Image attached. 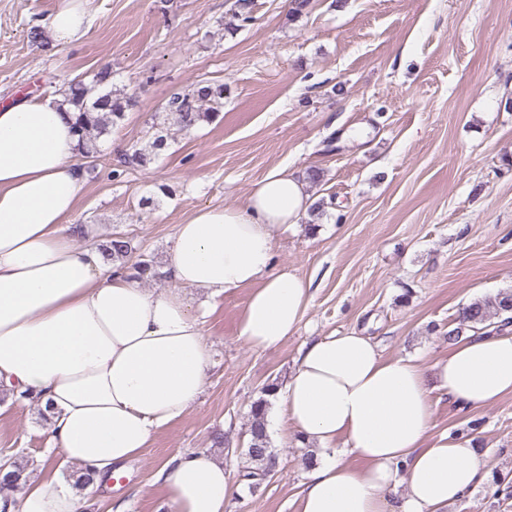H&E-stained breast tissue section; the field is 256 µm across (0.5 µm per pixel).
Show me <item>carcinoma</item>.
<instances>
[{
    "label": "carcinoma",
    "mask_w": 512,
    "mask_h": 512,
    "mask_svg": "<svg viewBox=\"0 0 512 512\" xmlns=\"http://www.w3.org/2000/svg\"><path fill=\"white\" fill-rule=\"evenodd\" d=\"M251 0H237L233 18L244 26L253 20ZM226 87L221 80L203 78L188 89L170 97L162 112L147 131L148 141L144 146L133 145L125 151L121 166L144 167L153 157L168 147V136L164 131L174 127L188 132L205 124L215 122L224 108ZM59 92L69 111L74 113V130L79 141L80 159L92 167L100 154V139L109 135L119 125L126 112L135 106V100L127 94L112 89V70L108 67L96 71L88 82L73 79L63 84ZM104 252L113 260L125 261L134 252L132 241L122 233H114ZM512 326V289L501 290L494 295L477 299L462 309L456 327L448 331V342L453 343L469 331L493 329L502 331ZM278 385L272 383L262 389V395L250 405L249 440L242 448L245 465L239 471V479L252 492L267 480V470L277 464L275 449L271 448L267 431V414L270 398L276 395ZM11 471L0 481L4 486L18 489L23 475L31 466L29 456L19 451L9 457Z\"/></svg>",
    "instance_id": "obj_1"
}]
</instances>
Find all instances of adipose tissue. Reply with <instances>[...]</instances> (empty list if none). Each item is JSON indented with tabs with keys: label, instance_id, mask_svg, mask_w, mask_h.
Masks as SVG:
<instances>
[{
	"label": "adipose tissue",
	"instance_id": "adipose-tissue-1",
	"mask_svg": "<svg viewBox=\"0 0 512 512\" xmlns=\"http://www.w3.org/2000/svg\"><path fill=\"white\" fill-rule=\"evenodd\" d=\"M87 0H59L43 21L67 46L91 28ZM62 95L0 100V391L26 395L48 419L60 464L16 492L17 512H83L73 473L117 479L154 434L199 400L210 346L188 290L250 294L238 335L278 347L311 302L310 281L273 270V244L311 204L302 181L275 170L244 204L204 206L175 232L162 271L174 286L144 288L106 260L91 224H73L83 188ZM469 410L512 394V331L470 333L426 372L387 359L371 337L332 332L303 345L278 407L320 454L299 512H446L484 481L473 439H432L433 392ZM169 512H224L237 487L223 460L179 452L154 475Z\"/></svg>",
	"mask_w": 512,
	"mask_h": 512
}]
</instances>
